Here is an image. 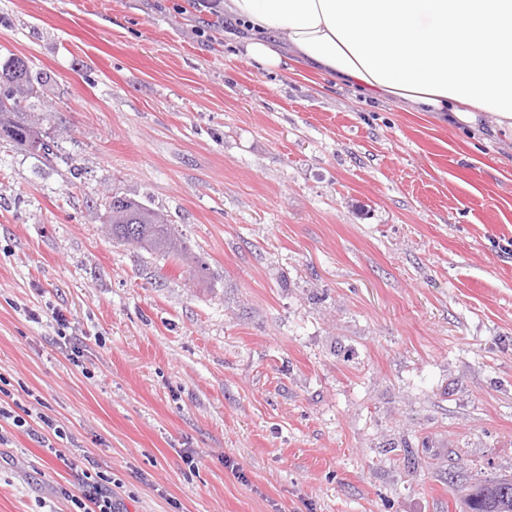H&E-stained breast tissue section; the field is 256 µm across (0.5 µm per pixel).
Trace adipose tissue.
<instances>
[{
    "instance_id": "1",
    "label": "adipose tissue",
    "mask_w": 512,
    "mask_h": 512,
    "mask_svg": "<svg viewBox=\"0 0 512 512\" xmlns=\"http://www.w3.org/2000/svg\"><path fill=\"white\" fill-rule=\"evenodd\" d=\"M245 55H284L416 112L512 143V0H224Z\"/></svg>"
}]
</instances>
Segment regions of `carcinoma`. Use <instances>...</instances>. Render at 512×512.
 <instances>
[{
	"mask_svg": "<svg viewBox=\"0 0 512 512\" xmlns=\"http://www.w3.org/2000/svg\"><path fill=\"white\" fill-rule=\"evenodd\" d=\"M17 65L20 73L14 80L0 79V138L48 157L53 154V145L40 131V118L27 112L33 93L28 63L11 58L0 66V74ZM106 224L115 240L132 236L138 247L149 254L189 261L188 248L173 225L146 204L114 195L108 204ZM460 512H512V479L488 481L478 486L466 497Z\"/></svg>",
	"mask_w": 512,
	"mask_h": 512,
	"instance_id": "cac0c4a2",
	"label": "carcinoma"
}]
</instances>
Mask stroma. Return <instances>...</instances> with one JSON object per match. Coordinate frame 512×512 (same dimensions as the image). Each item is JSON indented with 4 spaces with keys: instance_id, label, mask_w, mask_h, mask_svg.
<instances>
[{
    "instance_id": "35a3bbf8",
    "label": "stroma",
    "mask_w": 512,
    "mask_h": 512,
    "mask_svg": "<svg viewBox=\"0 0 512 512\" xmlns=\"http://www.w3.org/2000/svg\"><path fill=\"white\" fill-rule=\"evenodd\" d=\"M220 2L0 0L58 144L0 139V376L67 434L0 417V512L90 468L123 512H459L512 478V152L258 65ZM108 204L107 221L112 240L133 236L140 249L162 257L189 261L185 242L164 215L154 208L121 196H112Z\"/></svg>"
}]
</instances>
